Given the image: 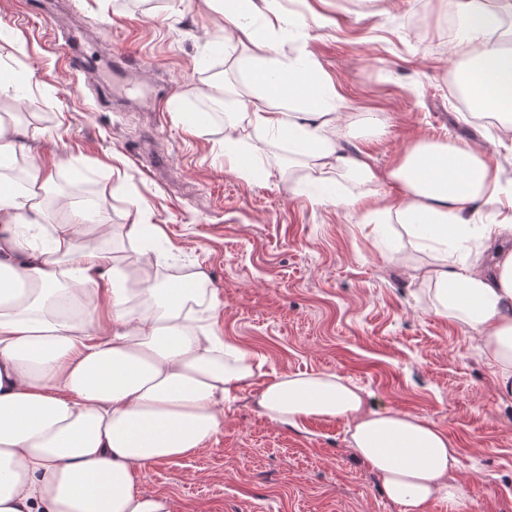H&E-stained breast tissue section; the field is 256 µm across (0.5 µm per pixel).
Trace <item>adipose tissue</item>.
Masks as SVG:
<instances>
[{
	"label": "adipose tissue",
	"instance_id": "obj_1",
	"mask_svg": "<svg viewBox=\"0 0 512 512\" xmlns=\"http://www.w3.org/2000/svg\"><path fill=\"white\" fill-rule=\"evenodd\" d=\"M251 45L253 97L217 83L230 110L224 157L256 178L263 161L238 152L252 133L287 145L311 178L336 175L399 184L402 199L328 194L334 206L364 209L373 236L400 225L435 263V315L477 334L504 394L512 396V214L480 223L512 203L499 169L467 142L421 140L387 171L365 155L345 154L340 134L351 114L329 107L324 83L309 78L308 57H282L268 31L251 24L257 8L279 21V0H208ZM461 34L452 52L457 79L476 117L512 131V0H447ZM53 175L24 181L0 174V512H170L167 499L140 491L137 473L195 455L224 429V405L259 375L247 349L198 325L194 305L206 297L201 275L157 287L130 274L102 243L107 225L89 211L58 202L62 219L46 221L44 192ZM107 306L111 331L97 320ZM257 405L270 421L299 427L342 418L353 457L370 466L401 512H467L477 491L452 476L458 450L447 432L409 411H375L364 390L334 372L284 373Z\"/></svg>",
	"mask_w": 512,
	"mask_h": 512
}]
</instances>
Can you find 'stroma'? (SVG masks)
I'll list each match as a JSON object with an SVG mask.
<instances>
[{
  "label": "stroma",
  "instance_id": "1",
  "mask_svg": "<svg viewBox=\"0 0 512 512\" xmlns=\"http://www.w3.org/2000/svg\"><path fill=\"white\" fill-rule=\"evenodd\" d=\"M276 51L308 53L339 111L383 127L379 138L353 127L347 150L380 171L421 139L463 140L512 185V141L487 119L463 121L452 93L459 60L447 10L437 0H281ZM99 32L88 45L93 72L68 66L69 35ZM234 27L206 0H0V81L33 93L6 98L13 120L33 132L24 167L74 176L92 187L98 223L112 227L126 266L138 267L132 222L158 225L169 254L159 282L206 275V325L248 349L263 375L224 407V430L185 459L137 474L146 493L167 496L170 512H400L380 478L353 459L347 423L311 418L277 425L256 400L276 375L335 372L361 386L371 407L419 414L458 450L454 478L477 485L471 512H512V397L505 396L478 339L430 311L416 278L426 262L404 231L374 240L363 213L322 201L287 146L256 133L244 152L265 159L246 180L224 160V124L195 118L209 84L244 95L249 48L215 52ZM139 56L141 70L113 82V52ZM168 87L167 110L151 124V92ZM169 158L166 179L148 156Z\"/></svg>",
  "mask_w": 512,
  "mask_h": 512
}]
</instances>
